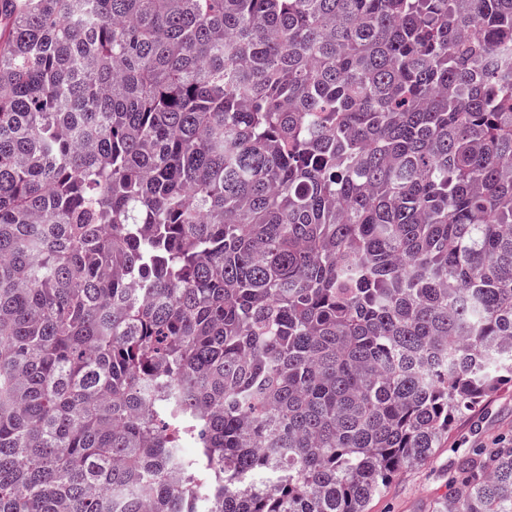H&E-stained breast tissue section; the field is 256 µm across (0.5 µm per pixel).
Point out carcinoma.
Instances as JSON below:
<instances>
[{
    "mask_svg": "<svg viewBox=\"0 0 512 512\" xmlns=\"http://www.w3.org/2000/svg\"><path fill=\"white\" fill-rule=\"evenodd\" d=\"M508 381L512 0H0V512H367Z\"/></svg>",
    "mask_w": 512,
    "mask_h": 512,
    "instance_id": "cac0c4a2",
    "label": "carcinoma"
}]
</instances>
